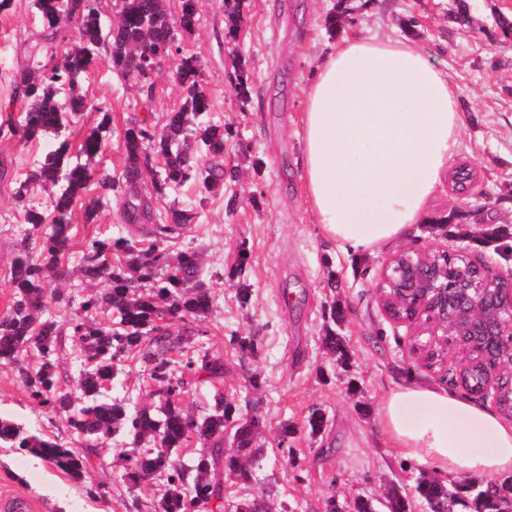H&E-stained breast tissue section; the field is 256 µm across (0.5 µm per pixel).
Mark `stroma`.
<instances>
[{
	"instance_id": "obj_1",
	"label": "stroma",
	"mask_w": 512,
	"mask_h": 512,
	"mask_svg": "<svg viewBox=\"0 0 512 512\" xmlns=\"http://www.w3.org/2000/svg\"><path fill=\"white\" fill-rule=\"evenodd\" d=\"M340 1L347 13L342 27L333 30L326 17ZM7 2L0 9V120H17L23 103L13 75L30 66L43 27L31 0ZM462 2L465 23L457 17ZM167 7L175 45L198 62L210 120L228 129L216 163L232 176L222 194L204 200L190 181L160 193L144 181L141 191L151 214L142 224L125 223L118 199L89 186L87 197L100 200L97 217L85 222L84 204L74 208L73 255L65 260L70 274L62 288L74 302L88 294L86 283L72 274L86 243L110 236L144 240L154 225L169 222L172 210H190L192 220L160 247L172 257L197 251L203 262L215 304L205 335L188 341L185 351L223 355L225 395L242 413L260 416L264 455L256 487L292 512H324L331 499L350 512L355 496L369 498L390 486L411 496V512H431L412 495L425 467L395 448L378 411L388 392L404 382L456 392L461 386L412 356L405 327L382 314L375 292L384 262L407 248L439 247L512 272V255L504 256L499 240L502 231L512 232V37L499 26L512 23V0H243L234 38L228 35L224 0H198L199 23L190 31L179 24L180 0H168ZM366 33L414 40L447 72L463 112L450 165L474 167L478 180L469 194L458 195L450 179L442 178L406 239L363 256L341 251L312 224L298 131L318 65L343 37ZM241 69L248 75L243 90L236 85ZM174 71V63L163 64L146 91L100 57L80 83L90 107L67 130L71 145L97 125L96 107L105 105L111 133L96 162L121 174L124 131L131 122L160 128L168 113L184 107L186 94ZM54 147L49 138L25 142L0 132V314L11 303V267L28 230L24 210L49 207L40 189L21 199L16 192ZM240 268L245 274L238 279L234 273ZM243 284L250 290L244 305L238 300ZM334 307L342 310V323L332 322ZM331 327L343 339L346 365L322 344ZM245 336L256 337L257 353L241 351L238 341ZM254 374L261 378L257 389L250 384ZM315 409L323 411L325 425L314 436L305 421ZM0 416L23 420L44 434L67 433L64 419L30 399L13 365H0ZM285 423L294 429L290 458L278 448ZM124 443L119 436L104 440L103 467L78 480L27 453L0 448V491L27 496L35 512H151L161 484L154 479L131 488L123 482L113 461Z\"/></svg>"
}]
</instances>
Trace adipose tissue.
I'll return each mask as SVG.
<instances>
[{
	"instance_id": "obj_1",
	"label": "adipose tissue",
	"mask_w": 512,
	"mask_h": 512,
	"mask_svg": "<svg viewBox=\"0 0 512 512\" xmlns=\"http://www.w3.org/2000/svg\"><path fill=\"white\" fill-rule=\"evenodd\" d=\"M463 122L448 74L406 39L353 35L319 66L300 131L310 214L346 251L404 239L454 157ZM380 423L437 474L512 473V422L428 384L386 396Z\"/></svg>"
}]
</instances>
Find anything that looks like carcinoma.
Listing matches in <instances>:
<instances>
[{
	"instance_id": "cac0c4a2",
	"label": "carcinoma",
	"mask_w": 512,
	"mask_h": 512,
	"mask_svg": "<svg viewBox=\"0 0 512 512\" xmlns=\"http://www.w3.org/2000/svg\"><path fill=\"white\" fill-rule=\"evenodd\" d=\"M43 23L42 45L30 68L14 77L24 103L23 123L7 120L10 132L24 141L47 133L62 135L67 118L88 109L77 92L79 79L92 68L100 48L109 45L111 67L143 85H152L153 73L131 71L129 59L147 46L173 41L164 0H123L117 29L101 19L95 0H33ZM80 28V42L69 46L60 61L50 66L56 49L66 39L70 23ZM176 76L186 92L185 106L167 115L161 130L133 125L124 134L126 164L119 177L93 166L107 144L110 118L104 108L99 129L81 144L84 159H72L70 145L62 140L30 170L20 185L23 190L37 183L50 185L51 227L41 230L47 217L32 206L24 211L30 225L22 240L10 276L12 304L0 315V364H19L32 353L39 365L33 371L20 370L21 381L38 405L66 419L67 436H47L31 431L22 421L0 417V448H15L50 464L73 479L92 470V458L100 440L123 435L132 448L123 449L115 465L123 470L126 482L136 487L154 474L163 477L154 512H225L224 478L253 486L256 467L263 455L258 445L262 423L258 415L239 419L232 448H224V430L237 412L235 403L224 396L219 384L224 380V358L216 354L188 355L185 340L203 333L200 323L213 311L214 295L200 277L201 262L195 252H181L175 258L157 246L143 248L127 239H94L89 242L77 265L88 284L101 280L109 288L84 296L69 322L61 325L45 316L48 300L70 304L72 296L51 288L66 276L60 257L69 249L70 218L74 205L87 187L96 183L105 192H115L121 200L125 220L134 224L148 214L149 203L139 191L146 178L150 155L164 160L163 177H152L156 192L169 185L198 180L201 196L220 191L224 173L212 165L193 167L189 160L201 143L205 155L224 154V128L207 121L210 102L200 86L197 60L192 56L174 59ZM66 94L65 105L58 95ZM36 236L38 255L29 247ZM110 315V321L98 314ZM183 323V331L172 334L161 322ZM78 345L81 370L75 381L61 385L56 359L62 336ZM136 353L154 386L152 406L132 410L128 403L109 395L112 386L125 375L124 358ZM482 364L468 371L464 385L473 393L484 383ZM214 388L209 409L198 415L183 406L190 383ZM202 441V450L184 460L189 433ZM82 447H70V440ZM433 512H443L461 494L475 486L452 483L445 486L434 479H422L416 487ZM505 499L501 490L481 489L475 497L478 512H498Z\"/></svg>"
}]
</instances>
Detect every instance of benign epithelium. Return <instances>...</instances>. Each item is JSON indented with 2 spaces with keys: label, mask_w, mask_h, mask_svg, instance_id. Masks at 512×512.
I'll return each instance as SVG.
<instances>
[{
  "label": "benign epithelium",
  "mask_w": 512,
  "mask_h": 512,
  "mask_svg": "<svg viewBox=\"0 0 512 512\" xmlns=\"http://www.w3.org/2000/svg\"><path fill=\"white\" fill-rule=\"evenodd\" d=\"M170 59L166 50L147 48L129 66L142 68L148 58ZM404 249L390 256L382 270L376 295L382 314L403 325L409 335V350L424 366L432 362L434 345L440 346L442 367H448V338L468 336L478 350L493 354L487 368L489 381L479 394L499 403L495 375L512 366V286L497 288L495 282L512 278L495 273L480 280L465 276L467 267L448 268V253L436 249Z\"/></svg>",
  "instance_id": "obj_1"
}]
</instances>
